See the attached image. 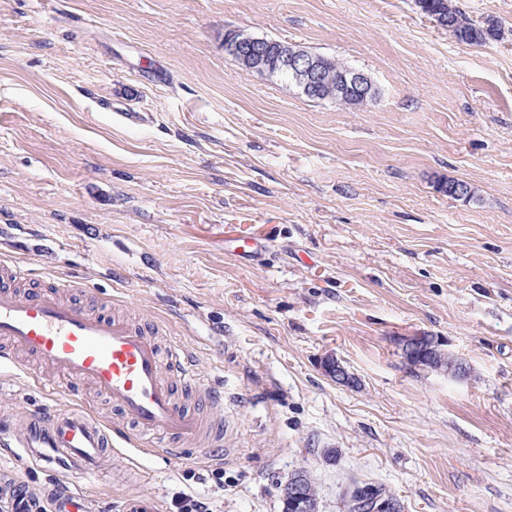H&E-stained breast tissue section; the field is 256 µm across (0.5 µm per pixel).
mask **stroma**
Returning <instances> with one entry per match:
<instances>
[{"mask_svg": "<svg viewBox=\"0 0 512 512\" xmlns=\"http://www.w3.org/2000/svg\"><path fill=\"white\" fill-rule=\"evenodd\" d=\"M462 2L502 38L458 42L413 0H0V259L86 305L119 296L224 395L221 458L120 448L139 480H91L97 512L133 488L161 512H281L299 469L320 512L354 480L404 512H512V0ZM229 28L342 61L378 96L309 100L241 68ZM419 334L471 378L408 367L399 340ZM330 354L356 386L323 373ZM39 372L0 356V421L41 403ZM1 471L61 477L16 448Z\"/></svg>", "mask_w": 512, "mask_h": 512, "instance_id": "1", "label": "stroma"}]
</instances>
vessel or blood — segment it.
Instances as JSON below:
<instances>
[{"instance_id":"1","label":"vessel or blood","mask_w":512,"mask_h":512,"mask_svg":"<svg viewBox=\"0 0 512 512\" xmlns=\"http://www.w3.org/2000/svg\"><path fill=\"white\" fill-rule=\"evenodd\" d=\"M25 275L17 263L0 262V339L35 357L55 375L89 385L111 399L136 430L108 427L82 407L57 409L62 390L54 378H38L35 386L49 401L28 415L17 444L29 458L72 474L76 483L53 484L33 494L7 486L13 512H90L92 499L82 483L111 469L110 449L117 440L143 447L147 435H159L166 438L167 452L173 456L189 445L212 452L221 446L224 437L218 427L180 403L173 382L161 377L166 366L173 381H194L181 346L173 342L161 348L163 325L95 312L42 286L17 290L15 279Z\"/></svg>"}]
</instances>
